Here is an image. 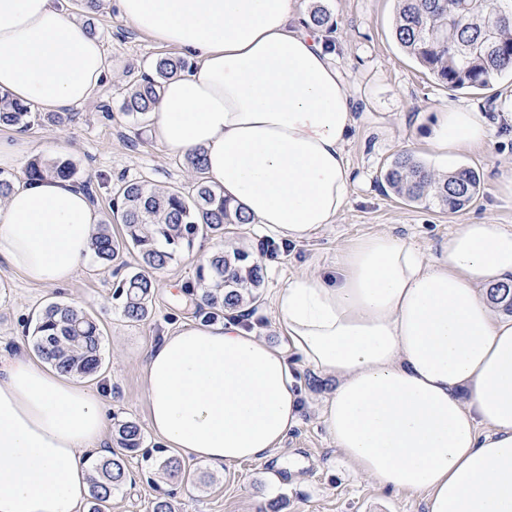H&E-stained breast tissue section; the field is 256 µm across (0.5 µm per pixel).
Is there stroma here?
Returning a JSON list of instances; mask_svg holds the SVG:
<instances>
[{"label":"stroma","instance_id":"35a3bbf8","mask_svg":"<svg viewBox=\"0 0 512 512\" xmlns=\"http://www.w3.org/2000/svg\"><path fill=\"white\" fill-rule=\"evenodd\" d=\"M336 23L327 41L337 43L339 60L353 85L356 128L346 146L352 168L349 201L328 225L306 241L287 244L253 224H228L225 238L248 252L261 265L264 282L257 298L239 311L263 339L280 343L275 297L287 281L302 272L332 273L342 244L379 232L400 236L425 258L436 256L450 233L460 225L499 224L512 231V196L503 195L499 177L512 166V77L493 88H448L408 57L394 34L395 0H318ZM117 68L97 93L81 106L70 108V120L61 125L32 113L22 130L30 148L7 173L23 182L32 159L56 158L66 145V159L77 169L78 180L91 181L94 208L102 220L111 217L110 205L119 180H145L158 186L189 185L192 173L184 159L172 157L151 139L147 126L134 123L121 104L126 90L141 73L151 71L163 57L177 56L174 48L155 44L121 19L113 0H103L99 11H86L81 0H66ZM464 101L484 113L493 135L482 149L440 158L427 139L449 103ZM411 154L434 170L469 167L481 178L477 198L451 214L438 206L410 202L386 184L384 173L402 154ZM115 268L87 260L66 285L52 287L28 282L0 260V348L30 350V334L37 315L50 302L83 308L99 325L103 365L89 386L101 389L110 422L136 421L143 435L140 455L127 458L128 480L115 493L108 512H152L158 498H166L175 512H426L421 493L393 495L348 470L325 430L320 408L332 388L331 379L302 367L301 422L288 436L285 451L300 454L304 467L293 479L274 483L272 463L244 461L218 467L183 457L186 473L172 477L160 470V458L173 456L162 448L148 427L142 366L147 351L183 324L201 322L193 301L197 291L193 251L160 271L148 319H127L112 292Z\"/></svg>","mask_w":512,"mask_h":512}]
</instances>
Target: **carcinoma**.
I'll use <instances>...</instances> for the list:
<instances>
[{
	"instance_id": "obj_1",
	"label": "carcinoma",
	"mask_w": 512,
	"mask_h": 512,
	"mask_svg": "<svg viewBox=\"0 0 512 512\" xmlns=\"http://www.w3.org/2000/svg\"><path fill=\"white\" fill-rule=\"evenodd\" d=\"M496 10L499 19L488 30L477 22L476 0H397L394 37L408 56L449 88L485 89L494 80L512 74V9L506 11L498 5ZM188 69L184 58L157 60L151 72L130 85L123 110L138 124L148 121L162 83ZM28 116L26 107L0 97V126H24ZM186 163L195 176L187 191L153 187L142 181L121 185L112 200L111 213L123 224L124 235L114 238L111 222L100 224L91 242V255L97 262L107 265L132 251L141 266L161 270L190 248L201 231L222 235L226 224L250 223L242 210L224 198L223 190L206 180L199 157H188ZM76 174L73 163L60 158H36L26 170L29 180L46 175L72 180ZM384 179L407 200L429 202L451 213L470 204L481 189L475 170L460 168L436 180L431 169L411 154L396 158ZM206 270L205 274L198 269L197 277L209 319L240 307L262 282L260 266L241 250L216 252ZM154 289L152 279L131 270L117 281L112 298L120 301L128 319L142 321L150 314ZM489 295L512 313V288L492 287ZM31 337L35 353L62 373L89 377L102 367L101 330L78 306L48 304L36 319ZM116 435L121 452L93 463L87 512H105L112 495L127 482L126 458L141 450L143 436L136 422L118 423Z\"/></svg>"
}]
</instances>
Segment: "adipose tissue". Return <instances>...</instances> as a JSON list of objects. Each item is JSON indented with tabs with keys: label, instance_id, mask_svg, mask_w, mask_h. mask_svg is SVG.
I'll return each instance as SVG.
<instances>
[{
	"label": "adipose tissue",
	"instance_id": "1",
	"mask_svg": "<svg viewBox=\"0 0 512 512\" xmlns=\"http://www.w3.org/2000/svg\"><path fill=\"white\" fill-rule=\"evenodd\" d=\"M120 17L189 56L163 83L151 138L200 154L212 185L290 243L335 222L350 192L353 94L335 51L296 22L297 0H114ZM111 66L60 0H0V95L59 112ZM481 113H442L430 147L486 146ZM100 216L71 181H23L0 200V258L28 281L69 282ZM512 232L464 224L426 261L379 232L342 247L336 274L302 273L275 297L278 344L240 320L190 323L152 347L148 424L217 466L275 459L300 421L298 365L329 377L322 418L352 474L426 512H512ZM107 429L101 392L25 353L0 355V512H80L87 450Z\"/></svg>",
	"mask_w": 512,
	"mask_h": 512
}]
</instances>
